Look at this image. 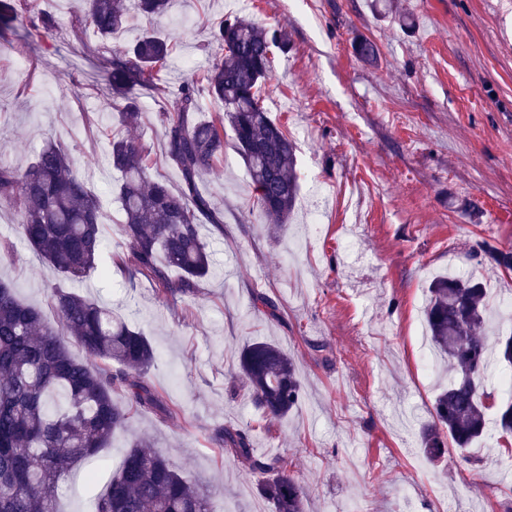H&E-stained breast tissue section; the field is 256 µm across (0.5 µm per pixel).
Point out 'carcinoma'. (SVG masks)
Masks as SVG:
<instances>
[{
	"label": "carcinoma",
	"instance_id": "cac0c4a2",
	"mask_svg": "<svg viewBox=\"0 0 512 512\" xmlns=\"http://www.w3.org/2000/svg\"><path fill=\"white\" fill-rule=\"evenodd\" d=\"M170 0H92L89 24L99 39L96 53L107 68L112 93L122 96V119L137 125L136 90L153 85L172 53L169 39L147 30L129 48L110 52L109 44L134 16L155 22L168 13ZM28 14L34 29H50L53 15L31 12L27 0H0V41L14 22ZM220 54L204 71L180 85L176 107L159 113L167 161L181 174L171 190L150 177L151 150L141 140L112 135L110 163L119 173L115 185L122 234L129 246L116 265L129 282L148 280L157 294L194 292L211 274L210 246L202 224L224 223V215L199 188V180L224 157V125L243 160L265 223H288L300 192L295 143L263 105V84L274 50L286 34L269 33L245 19L211 23ZM356 54L378 61L377 46L357 41ZM219 103L215 120L197 121L201 99ZM0 200L19 216L30 249L65 280L80 281L97 269L105 249L103 199L77 173L68 149L47 144L24 171L0 166ZM489 264L512 270V249L485 250ZM178 276H172V273ZM425 320L434 349L448 359V384L435 399L434 420L422 431L425 456L436 461L450 439L462 452L488 434L485 378L494 363L512 368V336H485L489 308L483 283L468 273L440 275L428 284ZM55 307L65 332L48 326L41 310L21 302L12 286L0 283V512H57L60 483L73 466L109 447L112 435L126 427L137 409L171 414L147 382L156 355L139 329L111 309L78 293L55 288ZM75 341L91 357L115 369H95L75 359ZM239 368L255 406L270 418H283L299 403L303 386L292 358L279 346L252 341L243 346ZM122 392L124 407L113 393ZM494 427L512 434V402L496 412ZM215 440L238 461L274 477L260 488L276 512H304L302 486L288 474V461L254 455L243 428L216 430ZM149 438L131 441L120 468L96 498L95 512H214L207 490L176 470Z\"/></svg>",
	"mask_w": 512,
	"mask_h": 512
}]
</instances>
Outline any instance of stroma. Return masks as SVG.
<instances>
[{
  "label": "stroma",
  "mask_w": 512,
  "mask_h": 512,
  "mask_svg": "<svg viewBox=\"0 0 512 512\" xmlns=\"http://www.w3.org/2000/svg\"><path fill=\"white\" fill-rule=\"evenodd\" d=\"M175 0L159 27L174 45L167 70L138 94L134 136L150 146L153 172L172 190L181 176L165 157L160 112L181 82L218 55L210 20L243 16L288 35L263 89L264 106L296 146L301 190L288 224L265 225L242 159H224L200 188L224 212L205 224L215 273L195 293L164 298L121 270L91 272L70 290L112 307L144 332L158 359L150 384L170 415L140 410L96 461L77 464L61 488L62 512H93L132 434L145 432L179 471L207 488L217 512H274L251 471L212 439L216 427L247 429L256 455L287 460L305 512H512V437L493 435L431 462L419 431L447 382L417 365L430 279L473 272L492 306L490 335L512 334L497 306L512 272L483 261L486 246L512 243V0ZM55 27L27 19L0 44V165L22 171L46 141L65 144L107 213V253L122 252L119 205L108 162L119 115L94 56L87 0H45ZM373 40L377 63L354 52ZM328 200H321L320 191ZM323 233L306 241L310 211ZM356 239L353 260L341 244ZM0 279L18 298L49 305L58 273L26 245L18 216L0 203ZM278 317L253 307L256 293ZM277 344L303 383L299 406L272 419L255 407L239 372L241 347ZM96 470V485L84 475Z\"/></svg>",
  "instance_id": "35a3bbf8"
}]
</instances>
